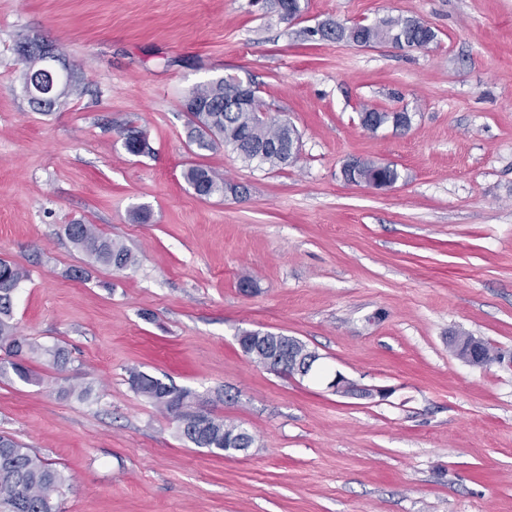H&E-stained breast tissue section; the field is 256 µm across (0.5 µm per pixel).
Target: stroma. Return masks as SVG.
I'll list each match as a JSON object with an SVG mask.
<instances>
[{
    "label": "stroma",
    "mask_w": 512,
    "mask_h": 512,
    "mask_svg": "<svg viewBox=\"0 0 512 512\" xmlns=\"http://www.w3.org/2000/svg\"><path fill=\"white\" fill-rule=\"evenodd\" d=\"M301 6L288 23L254 0H0V258L29 272L19 334L69 352L65 368L34 364L40 383L0 378V433L72 476L63 512H512V370L448 348L465 333L512 355V0ZM386 16L423 19L437 43L306 35ZM27 34L81 88L49 113L21 90ZM226 75L296 127L295 163L190 145L185 95ZM372 107L411 123L366 130ZM131 124L149 151L127 153ZM355 158L400 178L349 183ZM192 164L235 192L200 199ZM77 220L138 265L88 266L63 233ZM241 330L321 361L305 379L267 370ZM133 368L211 399L254 436L250 454L182 439ZM337 373L390 393L331 392ZM78 385L88 399L63 395Z\"/></svg>",
    "instance_id": "obj_1"
}]
</instances>
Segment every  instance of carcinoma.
Here are the masks:
<instances>
[{"instance_id": "obj_1", "label": "carcinoma", "mask_w": 512, "mask_h": 512, "mask_svg": "<svg viewBox=\"0 0 512 512\" xmlns=\"http://www.w3.org/2000/svg\"><path fill=\"white\" fill-rule=\"evenodd\" d=\"M336 42L393 43L401 40L427 47L437 42L438 35L428 24L402 17H383L372 23L360 24L356 31L336 23L321 35ZM22 87L33 84L40 77L45 58L29 52L20 56ZM242 81L226 76L200 83L189 90L184 106H195L189 121L188 139L200 149H212L221 144L231 148L245 163L254 162L252 146L268 145L261 164L271 168L286 167L295 161L288 156V140L296 128L288 120L267 114L261 117L264 104L257 100L249 107L236 104ZM392 124L403 128L410 123L406 112H387L367 108L361 113L364 128L375 131ZM128 153L138 155L147 147L146 131L129 125L124 137ZM359 177L366 181L394 184L400 174L396 167L365 162ZM184 178L196 194L208 199L224 194V176L202 166H190ZM64 233L73 246L92 264L124 270L137 263L136 257L122 244L112 240L95 224L74 222L65 225ZM28 278L27 270L9 260L0 258V350L8 360L0 363V377L12 376L20 382L33 384L38 379L29 361L48 356L53 365L67 364L65 350L59 346L40 349L19 337L13 323L15 292ZM131 389L148 398L161 411L170 415L179 434L196 448H211L214 443L229 436L237 427L233 422L215 416L208 409L209 401L195 392L166 383L142 371H132L128 378ZM71 478L31 449L8 435L0 434V512H61L59 498Z\"/></svg>"}]
</instances>
